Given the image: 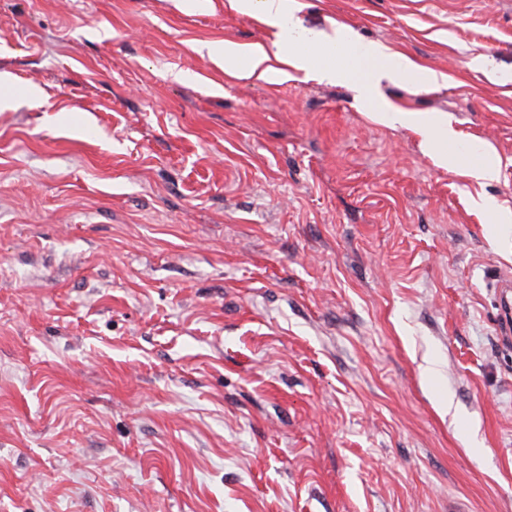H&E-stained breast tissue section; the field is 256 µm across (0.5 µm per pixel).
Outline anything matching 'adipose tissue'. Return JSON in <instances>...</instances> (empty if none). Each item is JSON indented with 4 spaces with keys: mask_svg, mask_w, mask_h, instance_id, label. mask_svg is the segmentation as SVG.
<instances>
[{
    "mask_svg": "<svg viewBox=\"0 0 512 512\" xmlns=\"http://www.w3.org/2000/svg\"><path fill=\"white\" fill-rule=\"evenodd\" d=\"M232 3L238 13L262 20L274 28L275 34L267 45L259 43L243 47L228 41L207 43L209 55L223 61L225 70L250 75L275 57L303 74L314 73L329 82L347 83L355 78L354 69L324 62L325 57L335 54L337 48L346 47L354 49L361 57L378 58L383 62L380 69L371 72L364 80L363 92L366 99H375L381 80L401 72L413 74L425 86L434 85L438 81L435 71L419 66L401 54L390 52L382 43L363 44L355 41L349 27L334 25L327 30L304 27L297 16L298 8L294 0H232ZM384 118L389 123L413 129L420 138L423 150L448 170L460 172L461 176L479 183L497 179L499 165L492 157L459 168L456 157L449 154L448 146L459 141L460 135L447 115L388 112Z\"/></svg>",
    "mask_w": 512,
    "mask_h": 512,
    "instance_id": "ef3b65f1",
    "label": "adipose tissue"
}]
</instances>
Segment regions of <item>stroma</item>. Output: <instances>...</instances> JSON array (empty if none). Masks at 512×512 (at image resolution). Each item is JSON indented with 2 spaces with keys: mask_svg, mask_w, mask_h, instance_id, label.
Instances as JSON below:
<instances>
[{
  "mask_svg": "<svg viewBox=\"0 0 512 512\" xmlns=\"http://www.w3.org/2000/svg\"><path fill=\"white\" fill-rule=\"evenodd\" d=\"M298 3L439 86L227 73L203 42L273 35L228 0H0V512H512L471 204L512 212V0ZM383 114V118L389 123L413 129L420 137L423 150L448 171L457 172L479 183L491 182L498 178L499 165L493 157H488L476 165L458 168L456 157L448 154V144L460 141V135L448 121V115L414 112H384Z\"/></svg>",
  "mask_w": 512,
  "mask_h": 512,
  "instance_id": "stroma-1",
  "label": "stroma"
}]
</instances>
